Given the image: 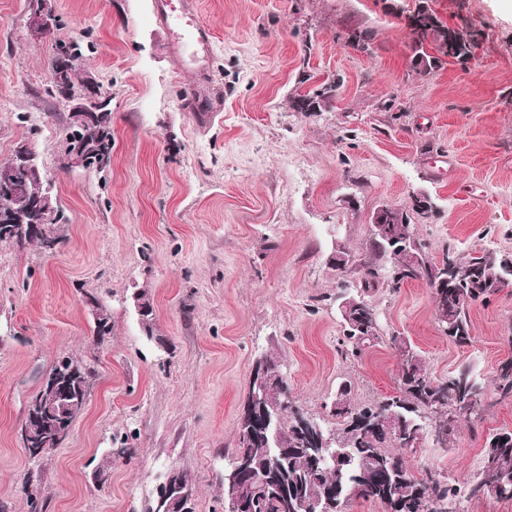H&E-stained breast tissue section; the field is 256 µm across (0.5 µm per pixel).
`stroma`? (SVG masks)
Wrapping results in <instances>:
<instances>
[{
	"mask_svg": "<svg viewBox=\"0 0 512 512\" xmlns=\"http://www.w3.org/2000/svg\"><path fill=\"white\" fill-rule=\"evenodd\" d=\"M418 0H199L212 59L179 67L155 0H53L50 36L27 29V0H0V163L37 155L68 222L54 253L0 244V512H151L170 470L194 512H224V461L255 360L277 356L291 398L335 426L331 402L397 393L405 337L436 378L467 367L484 409L449 443L402 456L418 476L468 481L489 436L512 430L497 389L512 360V285L470 310L472 339L448 340L423 280L370 293L382 338L347 356L334 296L369 256L375 212L429 197L413 215L434 259L512 251V7L431 0L475 41L470 57L413 65ZM112 94L104 171L61 169L70 111L46 95L59 43ZM208 85L220 114L184 105ZM331 87L317 112L291 99ZM154 311L143 324L134 296ZM110 318L94 334V312ZM60 356L89 365L86 405L51 453L33 459L21 427L42 372ZM106 469L109 479L95 474Z\"/></svg>",
	"mask_w": 512,
	"mask_h": 512,
	"instance_id": "35a3bbf8",
	"label": "stroma"
}]
</instances>
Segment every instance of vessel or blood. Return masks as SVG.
<instances>
[{"label":"vessel or blood","mask_w":512,"mask_h":512,"mask_svg":"<svg viewBox=\"0 0 512 512\" xmlns=\"http://www.w3.org/2000/svg\"><path fill=\"white\" fill-rule=\"evenodd\" d=\"M157 12L178 53L211 55L214 33L197 11L196 0H158Z\"/></svg>","instance_id":"1"}]
</instances>
